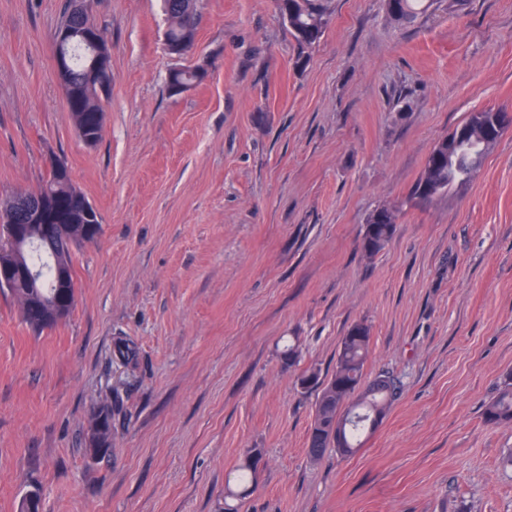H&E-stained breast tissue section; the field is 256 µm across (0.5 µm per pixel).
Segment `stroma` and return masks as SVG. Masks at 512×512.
<instances>
[{
	"instance_id": "obj_1",
	"label": "stroma",
	"mask_w": 512,
	"mask_h": 512,
	"mask_svg": "<svg viewBox=\"0 0 512 512\" xmlns=\"http://www.w3.org/2000/svg\"><path fill=\"white\" fill-rule=\"evenodd\" d=\"M69 3L0 0V201L60 157L102 224L74 250L58 325L33 333L0 293V512L34 492L42 512H512V423L483 416L512 372V127L474 180L412 194L470 113H512V0H433L409 27L386 0H329L302 68L274 0H199L179 58L161 0H90L112 55L93 146L56 71ZM187 66L205 79L169 95ZM381 205L397 228L368 259ZM360 321L365 377L402 394L357 453L311 459L298 378L332 373ZM115 391L112 446L91 453ZM379 211L385 218L382 222L377 221ZM394 211L392 208L382 206L374 209L368 215L360 242L361 252L366 258L377 255L393 237L396 231Z\"/></svg>"
}]
</instances>
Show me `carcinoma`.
<instances>
[{"label":"carcinoma","instance_id":"1","mask_svg":"<svg viewBox=\"0 0 512 512\" xmlns=\"http://www.w3.org/2000/svg\"><path fill=\"white\" fill-rule=\"evenodd\" d=\"M169 25L166 36L169 42L182 45L184 51L192 49L197 23V0H163ZM423 0H387L390 18L401 24L415 22ZM277 7L288 12V25L299 47L303 50L318 42L329 24V13L323 0H278ZM89 26L87 13L70 5L59 28L77 32ZM65 89L66 103L73 123L83 141L97 144L104 131V102L112 86V75L104 70L88 68L81 44L71 46L67 72L59 75ZM203 74L193 68L172 71L167 79L171 95L182 94L200 82ZM509 125L512 116L504 110L475 112L448 135L442 137L428 155L425 167L415 183L413 195L429 200L448 191V188L473 180L480 158L497 139L486 136L485 128L496 124ZM27 204L39 199L58 203L53 223L78 224L74 230L60 239H47L41 235L40 225L27 224L25 230L40 246L25 253L23 261L40 269L44 281L51 278L53 256H59L66 265L68 276H73L72 249L97 238L101 224H88L80 216V209L87 198L72 183L70 174L49 172L48 178L35 191L26 193ZM16 224H26L25 208L19 200L12 199L0 206V226L6 217ZM394 209L378 207L366 219L360 242L363 256L377 255L396 231ZM7 291L19 304L24 322L36 333L54 327L60 318L67 316L74 300L63 288L49 293L44 288H31L24 281H16L0 292ZM371 342L370 326L358 322L342 337L336 366L331 375L324 378L316 369L304 371L300 385L317 392L313 420L308 434V453L317 459L333 448L341 455L353 454L361 445V437L373 430L384 417L388 407L400 393L397 379L388 371L379 372L372 380L365 381L364 365ZM115 355L126 364L136 361V348L120 337L115 342ZM112 409L106 405L93 415L86 434V446L98 453L111 447ZM484 418L491 424L512 422V382L506 383L498 395L488 403ZM259 465L256 456L245 459L239 467L237 480L248 489Z\"/></svg>","mask_w":512,"mask_h":512}]
</instances>
